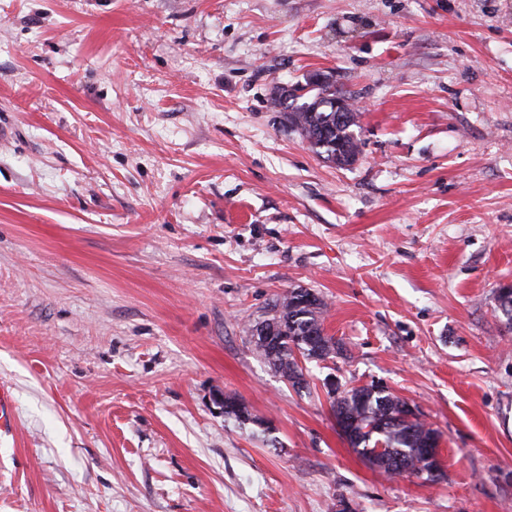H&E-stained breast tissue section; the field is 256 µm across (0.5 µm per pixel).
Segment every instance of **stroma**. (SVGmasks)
I'll return each instance as SVG.
<instances>
[{"label":"stroma","mask_w":512,"mask_h":512,"mask_svg":"<svg viewBox=\"0 0 512 512\" xmlns=\"http://www.w3.org/2000/svg\"><path fill=\"white\" fill-rule=\"evenodd\" d=\"M317 73L352 165L278 104ZM0 128V512H512V0H0ZM295 288L343 346L304 389L247 332ZM330 377L443 477L370 468ZM313 82H322L323 86L311 89L315 93L305 95L308 101L294 108L292 104L284 107L291 108L285 113L288 124L309 143L315 153L337 166L349 165L359 153L360 139L354 130V127H359V115L354 112L349 98L336 97V94L344 95V92L337 91L325 79ZM305 96L289 95L293 100ZM334 98L336 101L333 102ZM338 112L346 113L344 120L340 119ZM220 400V404L224 409L225 418L233 419L241 425H245L247 423L256 425L263 428V432L269 433L271 431L270 427L265 426L266 424L262 419L253 415L243 403L239 402L235 398L221 394Z\"/></svg>","instance_id":"1"}]
</instances>
